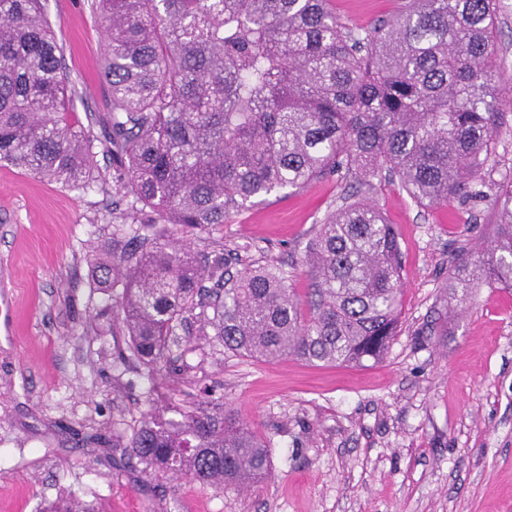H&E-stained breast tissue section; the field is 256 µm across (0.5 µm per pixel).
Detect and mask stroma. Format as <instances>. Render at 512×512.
I'll return each mask as SVG.
<instances>
[{
  "label": "stroma",
  "mask_w": 512,
  "mask_h": 512,
  "mask_svg": "<svg viewBox=\"0 0 512 512\" xmlns=\"http://www.w3.org/2000/svg\"><path fill=\"white\" fill-rule=\"evenodd\" d=\"M494 62L501 103L492 180L512 170V0ZM409 0H333L353 32L404 11ZM68 75V118L93 142L100 172L87 188L43 181L0 163V512H44L60 497L95 512H512V288L445 284L458 258L495 238L488 204L417 205L398 180L360 185L395 224L403 255L399 332L365 366L226 352L197 319L178 331L169 370L148 378L119 360L125 347L100 288L94 250L112 246L131 200L105 149V22L92 0H45ZM339 175L255 201L227 223L175 232L198 256L238 251L242 264L284 266L305 298L304 248L341 203ZM221 400L266 443L261 481L217 489L153 476L116 447L161 408Z\"/></svg>",
  "instance_id": "stroma-1"
}]
</instances>
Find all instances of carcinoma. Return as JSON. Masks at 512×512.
Masks as SVG:
<instances>
[{"mask_svg": "<svg viewBox=\"0 0 512 512\" xmlns=\"http://www.w3.org/2000/svg\"><path fill=\"white\" fill-rule=\"evenodd\" d=\"M106 21L107 152L146 213L173 228L222 224L234 210L317 176L398 179L419 204L486 202L499 237L448 271L465 297L512 288V175L488 183L499 99L492 56L500 0H410L356 34L330 0H95ZM44 0H0V162L69 187L95 181L92 142L65 118L66 78ZM133 230L139 246L96 263L132 356L148 375L173 360L177 329L208 301L224 349L275 362L363 365L398 334L402 253L376 205L343 197L305 246L308 315L288 269L200 258ZM145 418L118 447L151 474L244 486L269 473L266 445L222 402Z\"/></svg>", "mask_w": 512, "mask_h": 512, "instance_id": "cac0c4a2", "label": "carcinoma"}]
</instances>
